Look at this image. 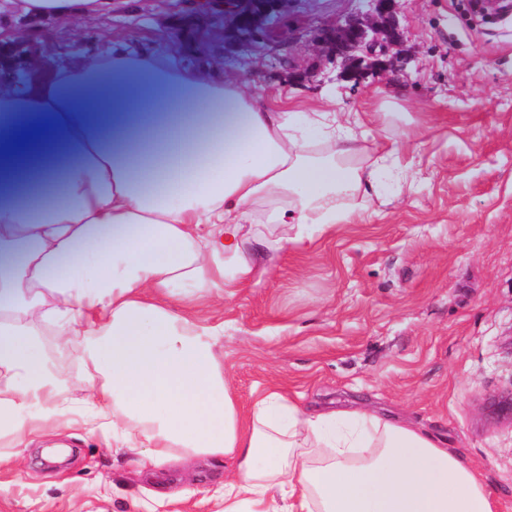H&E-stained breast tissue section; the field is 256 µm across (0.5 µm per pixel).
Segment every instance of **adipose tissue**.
<instances>
[{
  "label": "adipose tissue",
  "mask_w": 512,
  "mask_h": 512,
  "mask_svg": "<svg viewBox=\"0 0 512 512\" xmlns=\"http://www.w3.org/2000/svg\"><path fill=\"white\" fill-rule=\"evenodd\" d=\"M23 14H105L112 0H17ZM109 54L0 86V435L56 428L66 378L44 354L82 345L83 379L117 449L224 459V512H495L491 485L433 436L358 407L306 410L280 386L241 413L201 312L258 283L275 251L349 223L336 199L360 119L258 105L236 78ZM167 78L151 116L133 101ZM48 131L14 146L21 132ZM124 124L118 141L108 129ZM81 164L65 168L70 157ZM41 180L38 192H20ZM265 205L263 223L254 208Z\"/></svg>",
  "instance_id": "adipose-tissue-1"
}]
</instances>
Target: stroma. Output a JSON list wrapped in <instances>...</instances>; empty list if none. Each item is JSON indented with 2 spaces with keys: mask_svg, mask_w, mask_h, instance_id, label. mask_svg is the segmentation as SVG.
Segmentation results:
<instances>
[{
  "mask_svg": "<svg viewBox=\"0 0 512 512\" xmlns=\"http://www.w3.org/2000/svg\"><path fill=\"white\" fill-rule=\"evenodd\" d=\"M364 0H288L250 46L231 37L214 0H125L109 15L32 18L0 0V48L15 69L44 70L107 53L132 35L137 54L241 78L284 111L360 113L354 163L399 143L400 179L348 197L354 218L312 248L276 253L259 284L214 299L205 313L240 406L271 384L304 408L365 406L394 414L471 461L512 512V424L486 408L512 388V16L488 19L469 0H401L405 74L360 80L327 66L308 78L314 31ZM36 55H29L28 46ZM66 411L52 435L0 439V512H221L224 464L186 476V462L143 464L88 432L80 345L61 357Z\"/></svg>",
  "mask_w": 512,
  "mask_h": 512,
  "instance_id": "1",
  "label": "stroma"
}]
</instances>
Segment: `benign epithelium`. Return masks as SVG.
I'll return each instance as SVG.
<instances>
[{
  "label": "benign epithelium",
  "instance_id": "obj_1",
  "mask_svg": "<svg viewBox=\"0 0 512 512\" xmlns=\"http://www.w3.org/2000/svg\"><path fill=\"white\" fill-rule=\"evenodd\" d=\"M284 0H263L254 7L252 0H243L234 19L257 31L267 19L277 14ZM400 0H372L371 9L360 12L344 24L312 35L318 51L329 61L341 60L342 71L357 74L374 67H385L399 75L403 72L398 57L389 54L401 34L396 20L395 5ZM489 410L502 420L512 421V389L488 397Z\"/></svg>",
  "mask_w": 512,
  "mask_h": 512
}]
</instances>
